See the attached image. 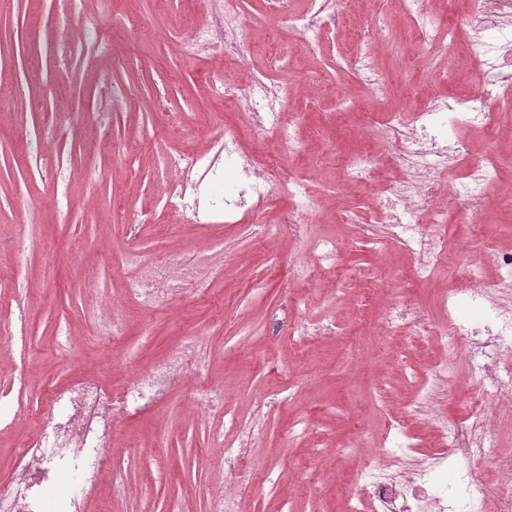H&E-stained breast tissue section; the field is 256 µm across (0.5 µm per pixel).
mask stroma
Listing matches in <instances>:
<instances>
[{"label":"stroma","mask_w":512,"mask_h":512,"mask_svg":"<svg viewBox=\"0 0 512 512\" xmlns=\"http://www.w3.org/2000/svg\"><path fill=\"white\" fill-rule=\"evenodd\" d=\"M244 9L250 68L280 55L272 80L299 86L289 100L296 147L274 135L249 146L282 174L255 221H276L291 202L289 186L302 183L316 197H341L358 223L320 218L300 235L261 242L223 213L190 224L156 206L172 177L166 157L200 150L234 121L209 88L210 73L222 70L236 84L247 78L210 56L183 58L181 41L204 21V0H0V326L24 312L28 336L22 353L0 333V394L26 406L0 426V477L19 464L16 448L35 433L52 390L79 376L121 385L188 342L201 353L194 379L116 422L105 448L112 479L89 491L87 512H208L209 494L228 477L224 451L237 445L232 421L256 412L264 435L251 466L263 489L249 495L247 512H332L334 473L356 490L373 448L407 444L390 420L411 397V377L428 383L431 365L447 366L440 411L452 420L481 387L473 364L428 336L397 337L408 360L391 359L376 319L401 288L437 319L436 285L408 280L406 252L379 254L358 242L363 225L383 239L389 229L372 208V185L349 187L336 165L378 148L375 132L357 127L340 101L352 97L361 112L377 104L338 61L375 21L404 29L395 0H342L341 26L325 30L314 51L301 47L287 18L269 20L267 0H245ZM426 57L404 44L382 56L394 105L420 109L419 87L459 97L477 80L465 58L429 69ZM321 238L334 239L343 265L366 276L362 322L353 320L352 283L335 271L298 280L315 265ZM511 245L512 214L480 236L466 224L448 235L449 250L469 249L476 262ZM161 250L189 261L195 286L147 312L127 293L128 279L142 273L129 256ZM484 274L497 269L485 264ZM103 314L118 325L121 345L100 331ZM300 324L324 331L290 336ZM205 386L223 390V414L199 402Z\"/></svg>","instance_id":"obj_1"}]
</instances>
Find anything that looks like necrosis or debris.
Instances as JSON below:
<instances>
[{
    "label": "necrosis or debris",
    "instance_id": "obj_1",
    "mask_svg": "<svg viewBox=\"0 0 512 512\" xmlns=\"http://www.w3.org/2000/svg\"><path fill=\"white\" fill-rule=\"evenodd\" d=\"M400 2L419 46H432L441 56L466 50L483 82L465 97L429 96L424 109L412 114L393 109L376 63L391 39L379 29L359 34L357 51L345 64L378 101L380 108L371 124L386 154L404 172L402 178L380 183L378 193L399 209L386 221L393 226L392 243L412 255L414 277L426 281L441 266H449L454 272V296L482 304L485 316L479 327L454 317L434 322L409 302L404 310L390 311L382 329L388 334L402 327L414 335L432 337L451 351L459 348L463 337L486 335L489 349L479 366L486 385L473 397L462 420L451 422L439 416L429 422L441 442L415 469H401L406 449H375L366 463L367 481L356 495L346 498L342 512H362L367 501L373 512H512V452L490 447L487 438L488 405L512 420V368L497 364L502 348L512 341V304L498 299L504 292L512 295V251L495 255L499 274L488 283L465 253L448 252L446 240L449 224L482 222L491 204L486 190L499 182L504 168L498 158L474 156L465 133L476 126L492 128L497 115L512 112V0H471L463 34L454 28L439 33L434 0ZM339 4L340 0H310L308 9L296 18L294 27L305 48L316 47L323 30L339 24ZM208 5L205 21L183 39V54L192 58L211 52L225 64L245 66L251 39L239 0H208ZM223 87L228 110L252 139L275 131L282 141L292 142V127L284 120L288 98L268 70L252 73L243 87ZM242 137L236 128H228L203 151L168 155L166 166L175 177L163 208L182 210L188 221L200 222L196 193L201 184L218 177L225 164L239 170L241 188L212 199L210 209L223 212L230 224L264 209L280 169L272 160L255 165ZM450 168L457 172L451 180L445 177ZM185 268L183 258L174 252L153 258L146 276L136 283L135 300L148 307L176 295L184 286ZM196 355L190 348L174 349L116 389L84 378L55 392L45 426L20 443L19 466L0 481V512H79L76 493L62 498L48 495L62 471H73L82 483L92 485L109 477L112 459L101 449L109 439L113 417L145 409L168 388L185 383ZM452 459L465 463L462 475L470 480L467 496L454 502L432 485L434 472ZM489 467L501 472L500 480H479V473Z\"/></svg>",
    "mask_w": 512,
    "mask_h": 512
}]
</instances>
